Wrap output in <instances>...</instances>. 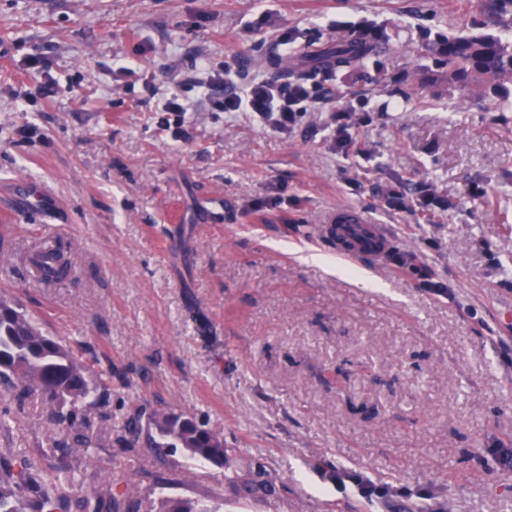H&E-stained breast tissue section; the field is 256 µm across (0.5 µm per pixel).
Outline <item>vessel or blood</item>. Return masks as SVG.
Returning <instances> with one entry per match:
<instances>
[{
	"label": "vessel or blood",
	"mask_w": 512,
	"mask_h": 512,
	"mask_svg": "<svg viewBox=\"0 0 512 512\" xmlns=\"http://www.w3.org/2000/svg\"><path fill=\"white\" fill-rule=\"evenodd\" d=\"M321 234L341 258L353 261L379 262L393 244L389 225L374 223L362 211L345 206L331 213Z\"/></svg>",
	"instance_id": "1"
}]
</instances>
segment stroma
I'll return each mask as SVG.
<instances>
[{
    "mask_svg": "<svg viewBox=\"0 0 512 512\" xmlns=\"http://www.w3.org/2000/svg\"><path fill=\"white\" fill-rule=\"evenodd\" d=\"M488 3L0 0V212H17L0 222V295L111 373L113 429L191 412L286 485L271 504L240 503L181 449L143 457L178 473L172 494L222 512H512V109L432 82L438 57L409 52L484 30ZM265 11L271 25L251 29ZM333 19L388 49L316 85L320 110L293 132L209 108L183 138L160 128L158 99H196L172 78L202 58L244 81L314 76L318 51L349 37ZM280 27L297 33L287 56ZM31 54L46 60L37 82ZM121 62L135 72L118 82ZM340 107L362 121L345 153L321 129ZM29 181L47 209L18 211ZM394 186L434 202L392 210ZM339 206L391 225L445 294L392 258L330 264L316 229ZM35 227L57 233L68 283L22 265ZM50 435L33 407L0 429V450L44 453Z\"/></svg>",
    "mask_w": 512,
    "mask_h": 512,
    "instance_id": "1",
    "label": "stroma"
}]
</instances>
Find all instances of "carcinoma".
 <instances>
[{"label": "carcinoma", "mask_w": 512, "mask_h": 512, "mask_svg": "<svg viewBox=\"0 0 512 512\" xmlns=\"http://www.w3.org/2000/svg\"><path fill=\"white\" fill-rule=\"evenodd\" d=\"M512 18V0H494L492 21ZM440 56V77L465 89H476L497 99L500 108L512 106V42L486 33L450 36L435 48ZM366 50L336 45L328 60L347 66L363 63ZM43 280L65 279L61 252L51 258ZM83 345L66 343L43 334L37 321L12 300L0 297V385L13 392L14 411L24 413L28 401L40 399L43 417L57 435L54 463L24 448L0 452V512H220L207 503L172 496L165 489L174 480L156 481L155 490L136 497L130 474L142 472V447L161 457L181 448L199 464L222 470L224 489L242 502H266L278 497L282 484L258 459H245L224 444V436L191 413L142 414L129 418L117 438L123 455L112 463V483L87 492L72 467L74 452L90 457L99 433L94 420H112V379L91 374Z\"/></svg>", "instance_id": "carcinoma-1"}]
</instances>
